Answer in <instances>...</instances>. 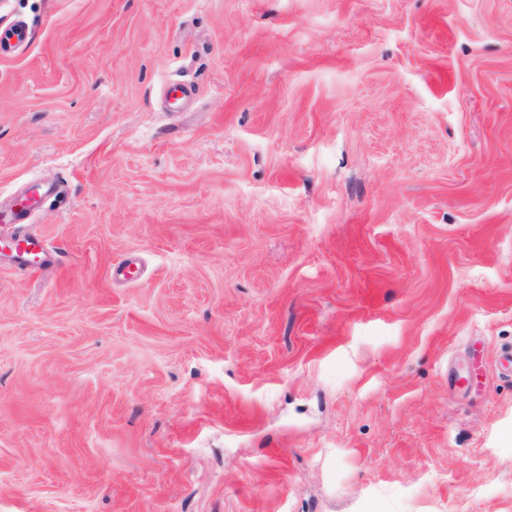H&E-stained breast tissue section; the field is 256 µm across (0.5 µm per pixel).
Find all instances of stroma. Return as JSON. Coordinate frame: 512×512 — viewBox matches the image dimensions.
<instances>
[{"label": "stroma", "mask_w": 512, "mask_h": 512, "mask_svg": "<svg viewBox=\"0 0 512 512\" xmlns=\"http://www.w3.org/2000/svg\"><path fill=\"white\" fill-rule=\"evenodd\" d=\"M20 24L0 204L63 199L0 262V512H512V0ZM51 191L52 188L32 186L16 204V208L9 211L0 208V254L21 271H43L55 264L56 256L41 237L12 231L2 232V228L6 224H23Z\"/></svg>", "instance_id": "stroma-1"}]
</instances>
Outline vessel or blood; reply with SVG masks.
<instances>
[{
	"instance_id": "1",
	"label": "vessel or blood",
	"mask_w": 512,
	"mask_h": 512,
	"mask_svg": "<svg viewBox=\"0 0 512 512\" xmlns=\"http://www.w3.org/2000/svg\"><path fill=\"white\" fill-rule=\"evenodd\" d=\"M46 190L30 187L16 207L0 209V255L24 272L43 271L56 262L55 254L39 236L15 232V225L24 223L46 197Z\"/></svg>"
}]
</instances>
